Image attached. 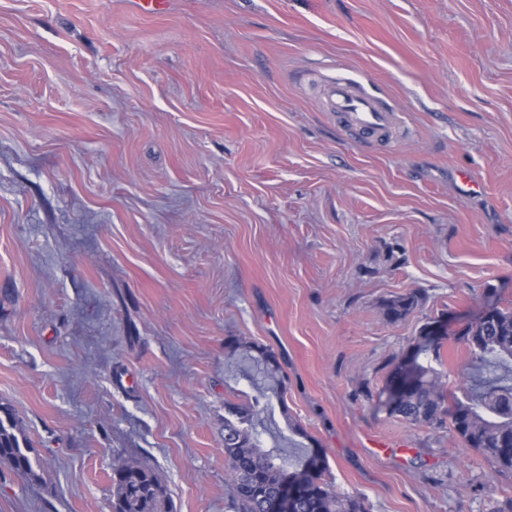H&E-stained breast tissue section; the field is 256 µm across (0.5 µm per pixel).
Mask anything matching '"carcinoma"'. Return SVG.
I'll list each match as a JSON object with an SVG mask.
<instances>
[{"label":"carcinoma","mask_w":512,"mask_h":512,"mask_svg":"<svg viewBox=\"0 0 512 512\" xmlns=\"http://www.w3.org/2000/svg\"><path fill=\"white\" fill-rule=\"evenodd\" d=\"M418 304L414 293L383 303L385 317L396 322ZM457 335L466 345L467 385L462 395L444 391L441 341L412 345L414 385L388 413L412 425L430 428L449 424L465 445L475 449L505 477H512V306H494ZM258 373L279 381L281 364L274 352L255 343L245 346ZM272 410L260 393L249 403L224 400V463L234 487L232 512H263L285 480L292 490L279 512H365L358 497L338 492L327 479L328 465L320 448H306L296 459L262 448L255 421ZM16 415L0 406V460L28 477L36 476ZM110 512H172L166 488L153 467L141 459L117 454L112 466Z\"/></svg>","instance_id":"cac0c4a2"}]
</instances>
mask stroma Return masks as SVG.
Returning <instances> with one entry per match:
<instances>
[{"label": "stroma", "instance_id": "obj_1", "mask_svg": "<svg viewBox=\"0 0 512 512\" xmlns=\"http://www.w3.org/2000/svg\"><path fill=\"white\" fill-rule=\"evenodd\" d=\"M342 78L388 135L334 111ZM489 303L512 305V0H0V404L36 471L0 462V512H109L119 452L173 512H229L245 341L283 367L263 448H323L368 512H489L512 478L380 403L442 318L458 391ZM417 304L418 296L415 293L401 295L383 303L384 315L389 321L396 322L405 318Z\"/></svg>", "mask_w": 512, "mask_h": 512}]
</instances>
